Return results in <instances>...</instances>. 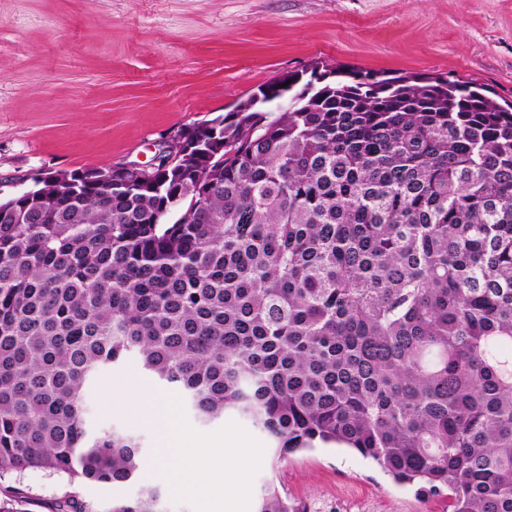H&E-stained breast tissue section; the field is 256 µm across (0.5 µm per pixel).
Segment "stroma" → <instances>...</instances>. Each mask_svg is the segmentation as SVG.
Here are the masks:
<instances>
[{
  "label": "stroma",
  "mask_w": 512,
  "mask_h": 512,
  "mask_svg": "<svg viewBox=\"0 0 512 512\" xmlns=\"http://www.w3.org/2000/svg\"><path fill=\"white\" fill-rule=\"evenodd\" d=\"M317 59L382 72L454 74L512 100V0H0V198L10 176L146 162L178 129L225 114L260 84ZM157 384L129 358L86 399L93 429L155 435L112 411L113 385ZM162 489L165 512H193L140 471L121 488L31 469L0 479L23 512H51L77 490L95 512ZM274 484L305 512H445L447 496L396 484L345 448L277 460L265 451L253 495Z\"/></svg>",
  "instance_id": "1"
}]
</instances>
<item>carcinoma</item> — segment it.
Wrapping results in <instances>:
<instances>
[{
    "label": "carcinoma",
    "mask_w": 512,
    "mask_h": 512,
    "mask_svg": "<svg viewBox=\"0 0 512 512\" xmlns=\"http://www.w3.org/2000/svg\"><path fill=\"white\" fill-rule=\"evenodd\" d=\"M256 92L180 165L0 203V478L130 482L140 442L92 430L85 394L135 354L279 459L346 444L448 512H512V105L324 60ZM255 512L303 510L269 486Z\"/></svg>",
    "instance_id": "cac0c4a2"
}]
</instances>
